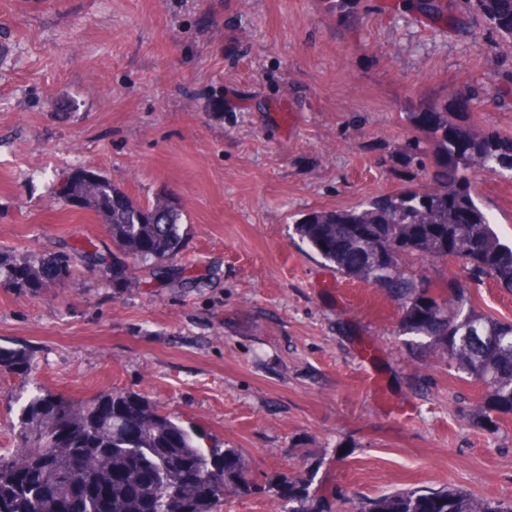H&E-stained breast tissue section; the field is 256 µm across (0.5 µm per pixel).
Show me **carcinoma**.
<instances>
[{
	"label": "carcinoma",
	"mask_w": 512,
	"mask_h": 512,
	"mask_svg": "<svg viewBox=\"0 0 512 512\" xmlns=\"http://www.w3.org/2000/svg\"><path fill=\"white\" fill-rule=\"evenodd\" d=\"M512 47V0H468ZM434 21L448 19L442 0H420ZM427 141L413 140V160L436 169L424 186L377 196L345 210H313L294 226L299 240L339 274L383 288L401 310L399 333L420 357L454 367L483 390L476 416L494 429L512 415V321L476 309L466 289L435 297L403 257L462 258L512 292V246L501 242L465 175L512 172V138L484 133L450 119L448 106L419 114ZM88 210L107 224L117 252L112 261L93 243L39 261L0 253V282L39 292L72 275L75 260L99 266L112 283L129 279L131 264L171 260L184 241L183 208L160 194L141 203L112 180L93 174ZM367 228L370 238L353 230ZM23 349L0 348V367L25 369ZM15 448L0 450V512H218L224 499L247 487L235 448H204L195 429L122 391L73 401L52 392L31 397L14 430ZM288 503L306 497L298 478L277 481ZM356 512H512L459 490L417 487L361 499Z\"/></svg>",
	"instance_id": "carcinoma-1"
}]
</instances>
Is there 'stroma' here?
<instances>
[{"mask_svg": "<svg viewBox=\"0 0 512 512\" xmlns=\"http://www.w3.org/2000/svg\"><path fill=\"white\" fill-rule=\"evenodd\" d=\"M392 0H0V252L37 260L106 224L55 194L74 166L139 201L167 194L187 231L174 262L124 286L76 268L40 293L0 283V448L38 390L139 394L208 447L242 451L250 488L223 512H305L415 487L512 501V416L472 418L481 389L414 356L381 288L342 277L293 224L424 184L412 117L469 99L455 122L512 136V53L468 0L448 21ZM502 242L512 176L470 174ZM432 291L463 285L512 320V293L465 260L407 258ZM278 486L281 488L284 498L288 503V509L284 512H305L295 509L292 505L295 502H301L307 495V488L299 478L283 476L277 481Z\"/></svg>", "mask_w": 512, "mask_h": 512, "instance_id": "1", "label": "stroma"}]
</instances>
